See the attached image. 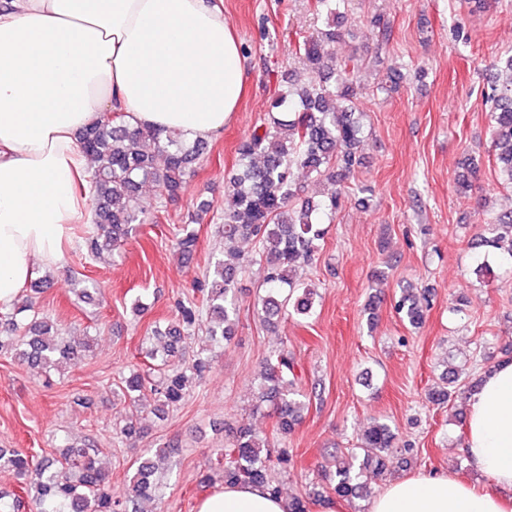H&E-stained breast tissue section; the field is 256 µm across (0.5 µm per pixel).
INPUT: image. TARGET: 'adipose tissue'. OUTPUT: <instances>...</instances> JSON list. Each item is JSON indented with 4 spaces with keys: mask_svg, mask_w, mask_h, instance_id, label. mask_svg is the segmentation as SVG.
Segmentation results:
<instances>
[{
    "mask_svg": "<svg viewBox=\"0 0 512 512\" xmlns=\"http://www.w3.org/2000/svg\"><path fill=\"white\" fill-rule=\"evenodd\" d=\"M244 83L221 0H0V312L34 263H61L89 218L81 131L112 109L206 141L238 112ZM466 405L462 451L481 482L399 479L368 512H512V362L486 370ZM197 512H288V503L239 484Z\"/></svg>",
    "mask_w": 512,
    "mask_h": 512,
    "instance_id": "1",
    "label": "adipose tissue"
}]
</instances>
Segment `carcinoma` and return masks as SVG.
<instances>
[{
	"instance_id": "1",
	"label": "carcinoma",
	"mask_w": 512,
	"mask_h": 512,
	"mask_svg": "<svg viewBox=\"0 0 512 512\" xmlns=\"http://www.w3.org/2000/svg\"><path fill=\"white\" fill-rule=\"evenodd\" d=\"M347 0H314L322 27L315 35L294 46L309 72L298 86L287 83L271 103V110L238 147V166L224 191V256L217 259L195 282V295L176 304V315L159 335L166 337L163 352L153 354L160 372L156 381L134 371L124 378L123 398L132 402L150 391L160 409H173L186 397L193 384L209 370L211 360L200 353L181 366L165 370L168 360L183 349L185 340L205 329L214 344L228 342L235 335L237 300L235 288L253 259L245 256L239 243H258L263 262L262 294L257 305L270 319L282 309L308 316L314 308V289L300 282L297 269L309 264L323 239V218L336 212L339 194L316 201L304 194L294 170L304 171L314 184L342 182L358 163L356 149L362 126L355 117L359 85L350 70L352 59H340L334 50L340 33L336 14ZM506 77L484 91L488 120L497 151L499 180L512 186V55L500 58ZM80 147L90 162V202L93 229L84 233L88 256L98 258L111 252L148 220L142 188L151 184L177 196L187 179L197 172L205 142H188L178 134L130 127L125 112L102 113L100 120L79 134ZM465 172L457 175V190H472L480 171L479 162L468 158ZM194 221L177 229L181 253L191 256L197 244ZM481 249L475 258L474 274L482 279L492 273L488 258L512 259V211L500 214L484 225L475 242ZM430 291L405 288L395 302L399 318L418 328L430 310ZM9 348L32 367L60 369L76 363L87 345L62 336L58 324L42 317L28 298H19L13 308L0 313V351ZM293 365L284 354L266 361L263 383L256 406L274 407L276 432L285 437L300 423L304 395L295 378ZM458 376H445L444 385L428 391L434 405L449 403L456 394ZM399 449L392 427L374 421L360 436L356 448L332 456L334 464L325 470L326 489L347 501L367 495L364 473H384L385 457ZM224 457V483L259 484L272 495L280 490L268 476L271 449L267 439L241 431L232 447L219 448ZM131 495L124 501L112 499L109 473L89 449L69 454L35 458L18 448H0V470L13 472L20 489L30 497L36 512H130L139 499L159 493L154 479L155 464L147 455L136 461Z\"/></svg>"
}]
</instances>
